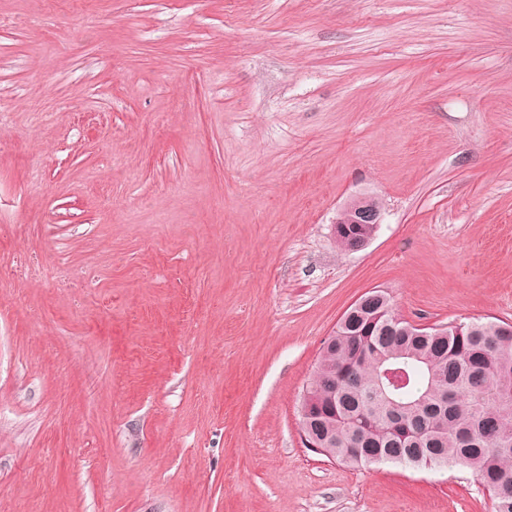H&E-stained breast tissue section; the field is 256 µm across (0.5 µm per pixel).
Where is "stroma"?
<instances>
[{"label":"stroma","instance_id":"1","mask_svg":"<svg viewBox=\"0 0 512 512\" xmlns=\"http://www.w3.org/2000/svg\"><path fill=\"white\" fill-rule=\"evenodd\" d=\"M97 2L0 0V512H492L299 405L371 289L512 320V0ZM381 223V206L371 196H359L350 200L337 214L334 222L336 237L348 235L354 245L351 251L364 248L373 237ZM344 236L336 238L337 245L349 250L350 239Z\"/></svg>","mask_w":512,"mask_h":512}]
</instances>
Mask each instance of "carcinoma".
I'll return each mask as SVG.
<instances>
[{
  "label": "carcinoma",
  "mask_w": 512,
  "mask_h": 512,
  "mask_svg": "<svg viewBox=\"0 0 512 512\" xmlns=\"http://www.w3.org/2000/svg\"><path fill=\"white\" fill-rule=\"evenodd\" d=\"M362 301L324 343L308 394L326 412L301 429L352 467H463L512 512V322L420 336L386 291Z\"/></svg>",
  "instance_id": "obj_1"
}]
</instances>
